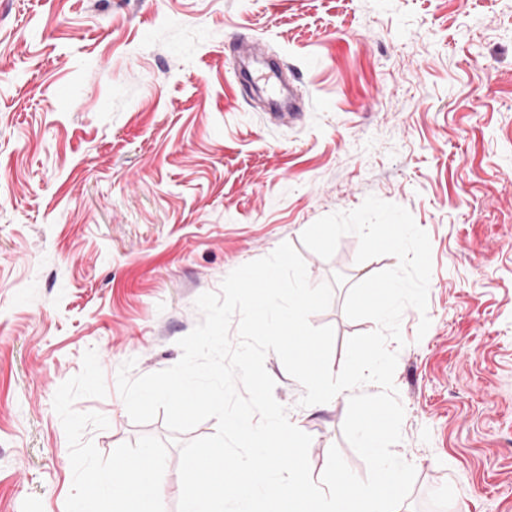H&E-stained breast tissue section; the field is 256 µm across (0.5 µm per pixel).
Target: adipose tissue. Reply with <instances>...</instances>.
I'll return each mask as SVG.
<instances>
[{"label": "adipose tissue", "instance_id": "1", "mask_svg": "<svg viewBox=\"0 0 512 512\" xmlns=\"http://www.w3.org/2000/svg\"><path fill=\"white\" fill-rule=\"evenodd\" d=\"M128 473L139 483L137 492L125 490L120 483H109L105 473L89 466L84 470V481L93 488H107V503L112 512H162L161 485L159 468L152 463H142L129 468Z\"/></svg>", "mask_w": 512, "mask_h": 512}]
</instances>
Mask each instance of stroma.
<instances>
[{"mask_svg":"<svg viewBox=\"0 0 512 512\" xmlns=\"http://www.w3.org/2000/svg\"><path fill=\"white\" fill-rule=\"evenodd\" d=\"M265 43L303 102L272 123L227 46ZM429 236L425 315L407 308L395 454L416 480L399 512H512V0H0V512H97L82 474L151 449L177 512L180 446L132 421L116 388L176 364L196 298L282 242L334 284L313 326L346 343L350 285L396 267L331 259L302 232L367 196ZM265 367L321 477L345 440L348 393L299 406Z\"/></svg>","mask_w":512,"mask_h":512,"instance_id":"1","label":"stroma"}]
</instances>
